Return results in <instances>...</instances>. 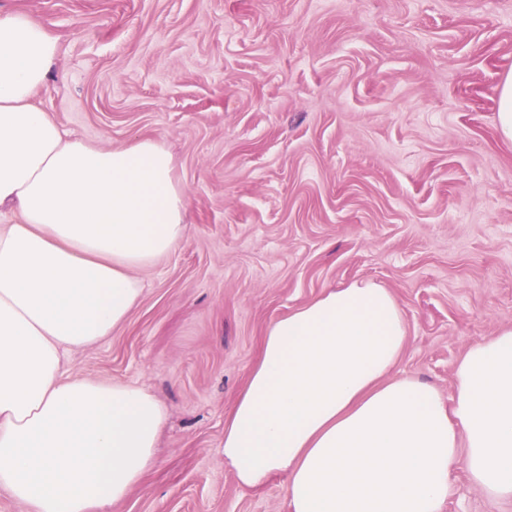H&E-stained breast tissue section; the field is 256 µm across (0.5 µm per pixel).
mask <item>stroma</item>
Returning <instances> with one entry per match:
<instances>
[{
    "mask_svg": "<svg viewBox=\"0 0 512 512\" xmlns=\"http://www.w3.org/2000/svg\"><path fill=\"white\" fill-rule=\"evenodd\" d=\"M59 55L34 97L69 138L162 140L187 235L65 370L167 409L159 460L103 512H289L241 486L224 423L276 320L359 280L387 288L401 376L443 402L471 344L512 327V0H0ZM443 512H512L452 472ZM497 120L500 135L512 141V76H509L501 87Z\"/></svg>",
    "mask_w": 512,
    "mask_h": 512,
    "instance_id": "obj_1",
    "label": "stroma"
}]
</instances>
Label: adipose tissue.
<instances>
[{
    "mask_svg": "<svg viewBox=\"0 0 512 512\" xmlns=\"http://www.w3.org/2000/svg\"><path fill=\"white\" fill-rule=\"evenodd\" d=\"M58 54L44 21L0 14V489L32 512H99L156 465L167 412L66 374L65 354L127 320L134 270L186 236L187 195L163 141L70 140L34 105ZM406 342L369 280L275 321L224 424L238 483L285 475L290 512H441L460 464L512 497V328L468 348L449 407L396 375Z\"/></svg>",
    "mask_w": 512,
    "mask_h": 512,
    "instance_id": "ef3b65f1",
    "label": "adipose tissue"
}]
</instances>
